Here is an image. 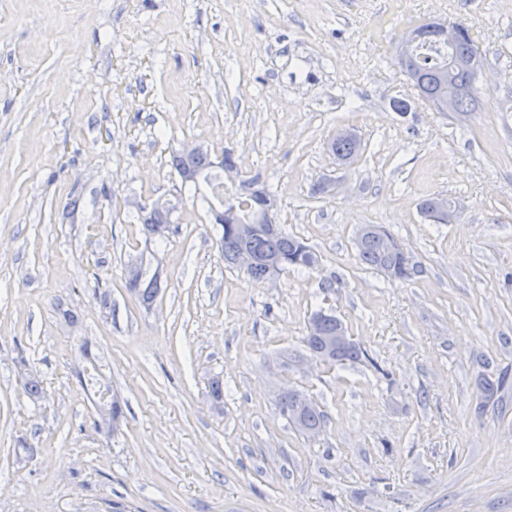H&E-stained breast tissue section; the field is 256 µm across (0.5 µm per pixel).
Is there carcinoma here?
<instances>
[{
  "label": "carcinoma",
  "instance_id": "1",
  "mask_svg": "<svg viewBox=\"0 0 512 512\" xmlns=\"http://www.w3.org/2000/svg\"><path fill=\"white\" fill-rule=\"evenodd\" d=\"M419 30V40L416 47L440 43L432 31V20H425L416 25ZM414 74L420 87L422 99L429 104L436 103L441 86H446L451 92V111L476 112L480 107V98L476 86L477 75L470 67L460 66L448 69V59H439L426 53H413ZM361 141L357 138L338 140L329 143L330 152L340 162L346 164L360 154ZM171 167L186 184L190 181L185 176H194L190 182L194 187L205 183L211 188L212 195L218 197L219 204H224L218 188L223 185L220 167L214 165V159L209 151L201 149L196 153L184 154L177 152L171 159ZM146 234L151 238L165 239L176 231L171 217L165 213L147 217L139 215ZM250 224L252 230L248 234L240 232V225ZM221 251L224 261L236 264L237 254L243 250L251 251L257 262L246 270L250 279L263 282L269 279L268 262L280 259L283 264L279 271L289 268L313 269L318 265V256L301 238L285 233L280 227L268 229L266 224L255 223V213L245 199L239 202L238 222L221 224ZM360 260L381 273H390L397 277L409 275L408 259L392 234L382 229L363 243L356 245ZM128 287L136 289V297L141 306L148 309L156 301L161 281L156 272L146 265L143 259L136 258L127 265ZM23 388L26 394L34 400L45 397L46 391L39 377L30 373L25 377ZM300 393L294 389H284L278 398L280 413L300 432L306 434L311 430L323 429L325 416L313 402L304 407L298 406ZM100 418L98 425L110 432L120 427L124 410L118 397L106 398V392H100V404L97 405Z\"/></svg>",
  "mask_w": 512,
  "mask_h": 512
}]
</instances>
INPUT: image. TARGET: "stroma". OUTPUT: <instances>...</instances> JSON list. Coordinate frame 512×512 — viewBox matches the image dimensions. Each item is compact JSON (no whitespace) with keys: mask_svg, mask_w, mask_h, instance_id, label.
<instances>
[{"mask_svg":"<svg viewBox=\"0 0 512 512\" xmlns=\"http://www.w3.org/2000/svg\"><path fill=\"white\" fill-rule=\"evenodd\" d=\"M429 18L479 33L480 111H435L399 67ZM511 90L512 0H0V512H512ZM341 129L354 163L328 151ZM191 143L260 176L318 266H226L209 189L170 166ZM429 197L456 222L427 221ZM154 201L174 206L162 243L136 219ZM363 224L409 277L359 260ZM138 253L162 269L149 309L126 287ZM320 310L359 361L310 356ZM82 337L116 432L77 376ZM286 387L318 435L280 414ZM100 388L101 384L97 391L100 392L99 394L101 395L100 404L97 405V414L100 418L98 427L103 425L108 432H114L120 427V423L124 417V410L117 396H112L109 401H106V395L109 394V390L106 389V392H104L100 390ZM301 395L294 389H283L278 398L280 413L300 432L310 435V430H322L325 426V416L310 400L302 408L298 406Z\"/></svg>","mask_w":512,"mask_h":512,"instance_id":"stroma-1","label":"stroma"}]
</instances>
